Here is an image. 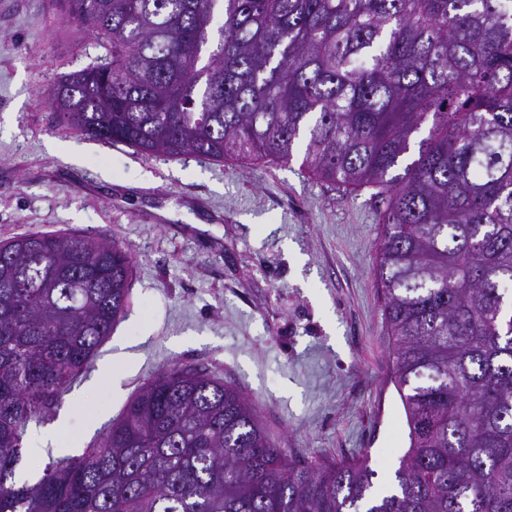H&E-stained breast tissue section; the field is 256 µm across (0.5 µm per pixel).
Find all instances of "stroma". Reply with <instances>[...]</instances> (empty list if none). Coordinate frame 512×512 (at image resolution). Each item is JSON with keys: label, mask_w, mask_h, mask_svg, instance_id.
<instances>
[{"label": "stroma", "mask_w": 512, "mask_h": 512, "mask_svg": "<svg viewBox=\"0 0 512 512\" xmlns=\"http://www.w3.org/2000/svg\"><path fill=\"white\" fill-rule=\"evenodd\" d=\"M102 48L56 0H0V242L88 235L133 257L130 304L53 415L30 421L17 482L97 443L163 369L238 389L295 462L366 460L386 482L409 446L376 277L380 202L303 172L143 156L59 126L49 92ZM65 425L73 449L44 445Z\"/></svg>", "instance_id": "stroma-1"}]
</instances>
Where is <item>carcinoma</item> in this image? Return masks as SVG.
<instances>
[{
  "mask_svg": "<svg viewBox=\"0 0 512 512\" xmlns=\"http://www.w3.org/2000/svg\"><path fill=\"white\" fill-rule=\"evenodd\" d=\"M105 55L63 126L143 155L301 159L380 199L377 276L410 445L388 487L311 467L233 386L170 367L82 456L17 485L22 434L129 304L130 251L0 244V512H512V0H59Z\"/></svg>",
  "mask_w": 512,
  "mask_h": 512,
  "instance_id": "carcinoma-1",
  "label": "carcinoma"
}]
</instances>
